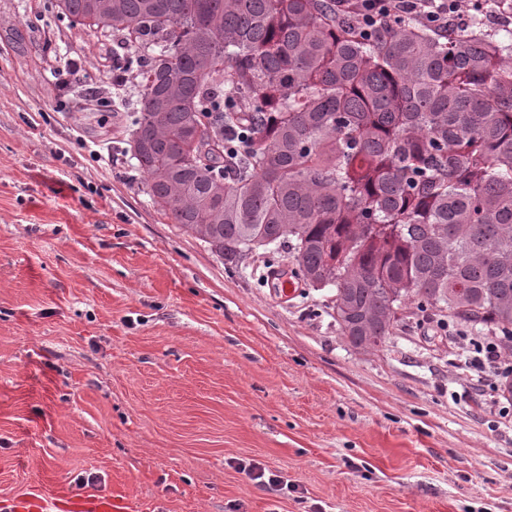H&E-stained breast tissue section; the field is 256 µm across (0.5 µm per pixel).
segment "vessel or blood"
<instances>
[{
    "mask_svg": "<svg viewBox=\"0 0 512 512\" xmlns=\"http://www.w3.org/2000/svg\"><path fill=\"white\" fill-rule=\"evenodd\" d=\"M0 512H130L129 501L117 494L50 496L38 490L0 498Z\"/></svg>",
    "mask_w": 512,
    "mask_h": 512,
    "instance_id": "vessel-or-blood-1",
    "label": "vessel or blood"
}]
</instances>
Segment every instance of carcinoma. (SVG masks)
I'll return each instance as SVG.
<instances>
[{
    "label": "carcinoma",
    "instance_id": "obj_1",
    "mask_svg": "<svg viewBox=\"0 0 512 512\" xmlns=\"http://www.w3.org/2000/svg\"><path fill=\"white\" fill-rule=\"evenodd\" d=\"M125 37L157 211L235 260L291 250L356 348L437 311L512 356V0L444 34L336 0H56Z\"/></svg>",
    "mask_w": 512,
    "mask_h": 512
}]
</instances>
